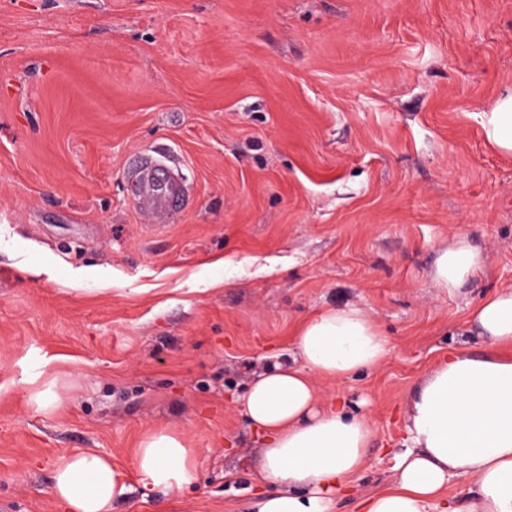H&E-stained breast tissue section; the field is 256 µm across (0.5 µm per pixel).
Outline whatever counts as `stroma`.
Instances as JSON below:
<instances>
[{
  "label": "stroma",
  "mask_w": 512,
  "mask_h": 512,
  "mask_svg": "<svg viewBox=\"0 0 512 512\" xmlns=\"http://www.w3.org/2000/svg\"><path fill=\"white\" fill-rule=\"evenodd\" d=\"M509 85L512 0H0V512H58L82 451L132 487L112 512H255L237 400L341 305L392 351L319 397L376 430L357 493L389 485L415 388L482 350L464 320L512 286V157L474 119ZM146 155L184 186L176 223L131 199ZM457 232L487 259L464 295L430 280ZM158 430L196 451L181 492L134 470ZM30 381L37 384L31 394V400L38 409L49 411L56 408L58 395L54 389L57 378L54 375H45V372L41 371L32 375Z\"/></svg>",
  "instance_id": "35a3bbf8"
}]
</instances>
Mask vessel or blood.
I'll return each mask as SVG.
<instances>
[{"label": "vessel or blood", "instance_id": "vessel-or-blood-1", "mask_svg": "<svg viewBox=\"0 0 512 512\" xmlns=\"http://www.w3.org/2000/svg\"><path fill=\"white\" fill-rule=\"evenodd\" d=\"M134 183L137 204L145 208L155 222H168L180 205L182 190L168 176L161 162L155 157H146Z\"/></svg>", "mask_w": 512, "mask_h": 512}]
</instances>
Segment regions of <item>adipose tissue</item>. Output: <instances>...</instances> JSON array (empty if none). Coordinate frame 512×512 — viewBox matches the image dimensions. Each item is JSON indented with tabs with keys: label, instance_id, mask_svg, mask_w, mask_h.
Listing matches in <instances>:
<instances>
[{
	"label": "adipose tissue",
	"instance_id": "ef3b65f1",
	"mask_svg": "<svg viewBox=\"0 0 512 512\" xmlns=\"http://www.w3.org/2000/svg\"><path fill=\"white\" fill-rule=\"evenodd\" d=\"M475 118L489 146L511 156L512 85ZM484 267L483 253L458 233L439 250L431 281L458 295ZM465 326L482 338L483 351L438 358L412 394L393 483L361 498L357 512H458L448 487L460 477L476 487L469 512H512V290L483 299ZM390 353L366 311L330 307L301 325L293 359L252 380L239 405L262 436L257 468L272 487L257 512H338L366 467L375 429L342 402L319 407L315 382L347 381L379 368ZM135 468L150 490L179 491L197 479L192 449L167 431L140 441ZM129 491L111 458L96 452L63 456L54 469L52 492L62 512H112Z\"/></svg>",
	"mask_w": 512,
	"mask_h": 512
}]
</instances>
